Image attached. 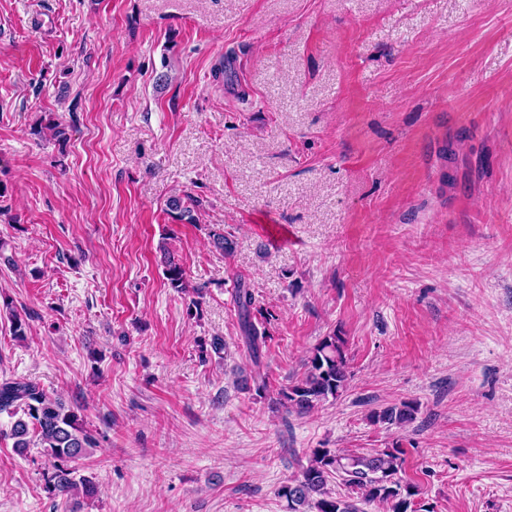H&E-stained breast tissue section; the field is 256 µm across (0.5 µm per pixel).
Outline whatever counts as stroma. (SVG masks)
<instances>
[{
  "label": "stroma",
  "instance_id": "1",
  "mask_svg": "<svg viewBox=\"0 0 512 512\" xmlns=\"http://www.w3.org/2000/svg\"><path fill=\"white\" fill-rule=\"evenodd\" d=\"M240 281L270 390L336 330L340 398L300 417L237 386ZM3 298L29 330L0 313V380L101 438L75 462L98 499L56 497L0 414V512H288L313 449L395 442L423 512H512V0H0ZM403 401L413 423L370 421ZM201 206V202L186 193L182 196H172L166 204L167 214L175 221L183 224H195L197 221L196 212Z\"/></svg>",
  "mask_w": 512,
  "mask_h": 512
}]
</instances>
